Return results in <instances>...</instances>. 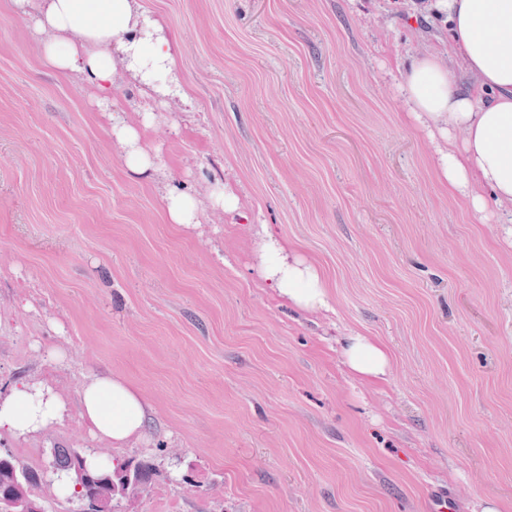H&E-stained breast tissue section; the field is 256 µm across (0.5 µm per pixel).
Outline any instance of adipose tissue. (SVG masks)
Returning a JSON list of instances; mask_svg holds the SVG:
<instances>
[{
    "instance_id": "obj_1",
    "label": "adipose tissue",
    "mask_w": 512,
    "mask_h": 512,
    "mask_svg": "<svg viewBox=\"0 0 512 512\" xmlns=\"http://www.w3.org/2000/svg\"><path fill=\"white\" fill-rule=\"evenodd\" d=\"M448 13L453 49L448 58L428 53L408 70L404 90L409 110L423 124L442 123L459 131L441 153L449 188L475 211L487 203L512 209V0H440ZM36 32H52L44 57L61 72H82L99 95H107L118 70L153 92L176 83L169 40L140 10L138 0H37ZM469 73L476 92L454 89L452 67ZM262 273L275 282L289 304L308 313L329 305L320 269L284 240L264 235ZM344 363L354 375L383 379L389 366L385 348L369 337L349 336ZM81 415L102 441L123 445L141 438L149 420L146 400L124 379L100 375L79 393ZM66 402L49 389L28 385L0 398V428L19 437L37 434L63 420Z\"/></svg>"
}]
</instances>
